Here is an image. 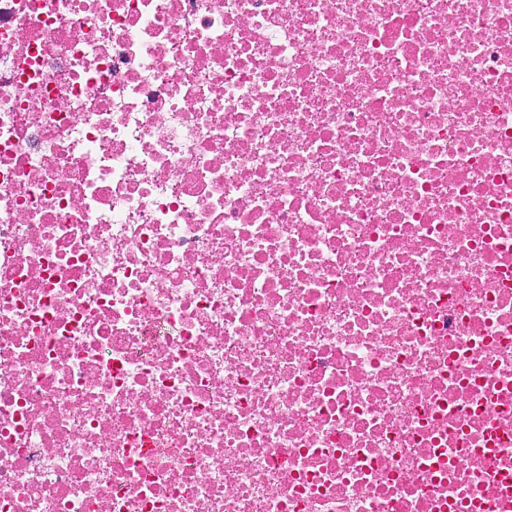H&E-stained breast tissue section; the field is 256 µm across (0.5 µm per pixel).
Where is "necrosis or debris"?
I'll list each match as a JSON object with an SVG mask.
<instances>
[{"label": "necrosis or debris", "instance_id": "necrosis-or-debris-1", "mask_svg": "<svg viewBox=\"0 0 512 512\" xmlns=\"http://www.w3.org/2000/svg\"><path fill=\"white\" fill-rule=\"evenodd\" d=\"M0 512H512V0H0Z\"/></svg>", "mask_w": 512, "mask_h": 512}]
</instances>
